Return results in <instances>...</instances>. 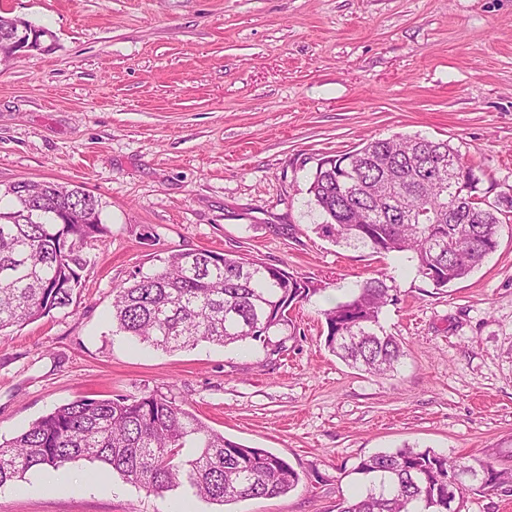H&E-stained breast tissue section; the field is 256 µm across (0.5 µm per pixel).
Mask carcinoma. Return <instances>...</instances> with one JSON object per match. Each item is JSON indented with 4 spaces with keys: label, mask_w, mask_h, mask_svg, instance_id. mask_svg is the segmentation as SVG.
Returning <instances> with one entry per match:
<instances>
[{
    "label": "carcinoma",
    "mask_w": 512,
    "mask_h": 512,
    "mask_svg": "<svg viewBox=\"0 0 512 512\" xmlns=\"http://www.w3.org/2000/svg\"><path fill=\"white\" fill-rule=\"evenodd\" d=\"M479 179L446 140L372 139L352 153L320 160L308 188L336 242L378 256L409 253L416 272L446 288L495 252L501 212L477 194ZM0 336L73 302L88 265L87 239L100 231V203L79 187L14 182L0 191ZM387 274L366 280L325 311L327 347L372 375L396 370L401 342L379 326L396 301ZM307 284L283 268L244 254L177 251L152 274L112 289L117 330L162 350L200 342L274 345L289 325L288 307ZM100 462L149 492L183 488L212 503L274 498L294 490L300 474L284 458L231 441L163 394L81 398L61 405L0 442V487L33 470L76 460ZM509 496L512 474L490 460H450L404 447L364 458L368 485L342 498L337 512H448V471Z\"/></svg>",
    "instance_id": "1"
}]
</instances>
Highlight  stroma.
Listing matches in <instances>:
<instances>
[{"label": "stroma", "instance_id": "1", "mask_svg": "<svg viewBox=\"0 0 512 512\" xmlns=\"http://www.w3.org/2000/svg\"><path fill=\"white\" fill-rule=\"evenodd\" d=\"M52 51L0 66V186L90 192L103 231L73 303L0 338V437L79 398L159 392L225 438L285 458L298 487L233 512H336L359 462L404 446L512 469V220L448 287L409 255L336 243L308 187L370 138L458 147L494 202L512 196V0H0ZM247 253L301 277L282 349L168 352L112 326V289L170 253ZM386 273L379 315L405 356L370 375L326 345L325 310ZM0 512H220L100 463L0 488Z\"/></svg>", "mask_w": 512, "mask_h": 512}]
</instances>
